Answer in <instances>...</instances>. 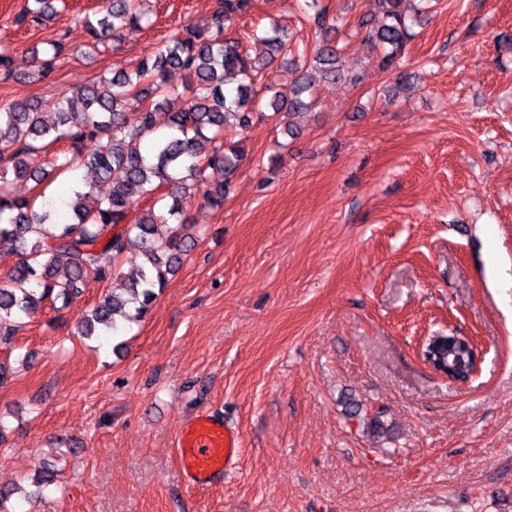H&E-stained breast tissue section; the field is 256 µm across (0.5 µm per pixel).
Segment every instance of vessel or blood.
I'll list each match as a JSON object with an SVG mask.
<instances>
[{
	"instance_id": "b4317fda",
	"label": "vessel or blood",
	"mask_w": 512,
	"mask_h": 512,
	"mask_svg": "<svg viewBox=\"0 0 512 512\" xmlns=\"http://www.w3.org/2000/svg\"><path fill=\"white\" fill-rule=\"evenodd\" d=\"M177 451L187 487L217 485L236 467L241 451L239 433L215 414L202 412L183 426Z\"/></svg>"
}]
</instances>
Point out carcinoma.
Returning <instances> with one entry per match:
<instances>
[{"label": "carcinoma", "mask_w": 512, "mask_h": 512, "mask_svg": "<svg viewBox=\"0 0 512 512\" xmlns=\"http://www.w3.org/2000/svg\"><path fill=\"white\" fill-rule=\"evenodd\" d=\"M146 0H106L103 11L85 18L92 43L99 45L125 30L151 24ZM405 0H379L384 20L367 39L381 50L379 67L398 68L411 39ZM65 0H27L25 15L33 21L49 19ZM312 25L322 36L314 53L316 68L336 77L337 43L333 25L319 0H310ZM251 0H219V9L205 26L188 24L172 33L160 49L143 56L135 68L91 85L76 88L51 101H10L0 105V240L11 244L19 260L8 282L0 286V344L11 342L17 320L35 313L46 300L67 303L88 277L112 279V267L101 256L117 259L140 250L145 266L137 269L124 288L127 296L106 293L90 310L81 335L111 330L116 321L142 317L155 297L180 269L188 252L187 237L169 227L188 223L181 206L186 194H199L213 207L224 204L232 177L243 154L224 138V128L248 129L254 119L255 81L277 56L303 57L307 48L273 26L265 31L269 58L256 60L238 42L224 38V27L248 12ZM60 40H51L31 53L39 62L37 77H51V62L66 55ZM184 73V92L168 85L165 73ZM239 76L234 92L225 76ZM314 86L308 75L293 81L286 93L277 85L266 102L277 116L305 105L302 95ZM138 109L135 122L123 109ZM57 116L50 123L47 113ZM64 141L68 148L49 147ZM98 147L83 155L85 142ZM85 169L91 180L39 213L34 209L43 192L28 197L12 195L8 185L27 180L39 188L57 175ZM109 185L99 195L96 186Z\"/></svg>", "instance_id": "carcinoma-1"}]
</instances>
